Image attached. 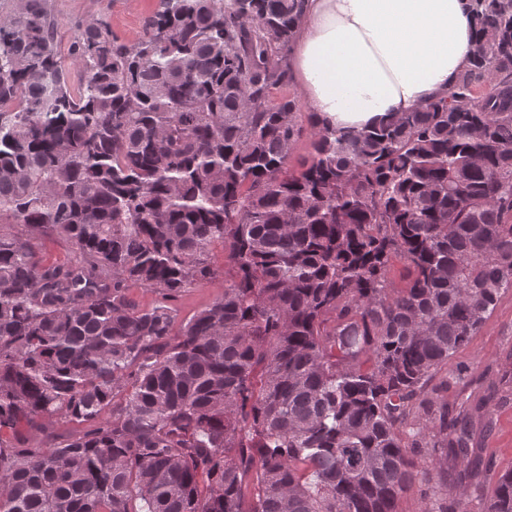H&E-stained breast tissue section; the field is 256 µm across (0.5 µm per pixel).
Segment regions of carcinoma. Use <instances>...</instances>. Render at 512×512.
Wrapping results in <instances>:
<instances>
[{"instance_id": "carcinoma-1", "label": "carcinoma", "mask_w": 512, "mask_h": 512, "mask_svg": "<svg viewBox=\"0 0 512 512\" xmlns=\"http://www.w3.org/2000/svg\"><path fill=\"white\" fill-rule=\"evenodd\" d=\"M302 4L162 0L65 56L49 0L0 16V512H397L414 448L483 488L468 409L425 390L512 288V0H470L448 95L310 112L290 172L302 105L271 94ZM217 244L224 294L176 332ZM483 512H512V471ZM74 248L66 240L57 237H45L39 246L40 256L46 264H61L74 257Z\"/></svg>"}]
</instances>
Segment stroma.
I'll return each mask as SVG.
<instances>
[{
	"label": "stroma",
	"mask_w": 512,
	"mask_h": 512,
	"mask_svg": "<svg viewBox=\"0 0 512 512\" xmlns=\"http://www.w3.org/2000/svg\"><path fill=\"white\" fill-rule=\"evenodd\" d=\"M58 23L61 49H68L79 27L99 19L113 37L135 42L143 33V24L159 7L160 0H50ZM512 375V289L502 292L493 313L470 343L460 350L430 382L428 395L456 409L466 399H477L486 390H494L489 403L490 427L477 435L483 463L493 472L512 469V384L504 375ZM455 480L438 485L425 475H417L412 487L400 498L398 512H421L431 501L440 499L454 504L455 512H479L475 499L456 503Z\"/></svg>",
	"instance_id": "stroma-1"
}]
</instances>
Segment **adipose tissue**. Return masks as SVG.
I'll use <instances>...</instances> for the list:
<instances>
[{"mask_svg": "<svg viewBox=\"0 0 512 512\" xmlns=\"http://www.w3.org/2000/svg\"><path fill=\"white\" fill-rule=\"evenodd\" d=\"M473 39L466 0H304L288 67L309 111L360 128L446 95Z\"/></svg>", "mask_w": 512, "mask_h": 512, "instance_id": "obj_1", "label": "adipose tissue"}]
</instances>
